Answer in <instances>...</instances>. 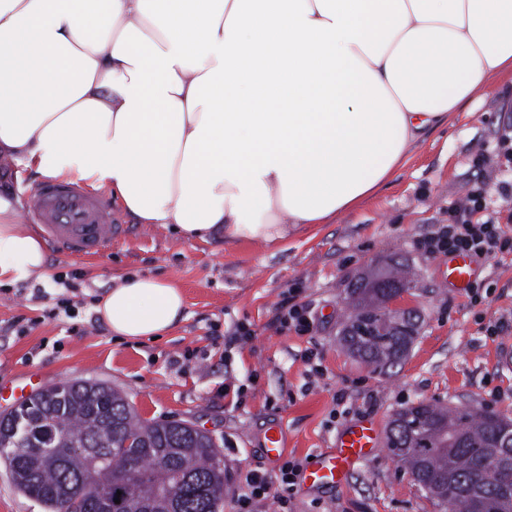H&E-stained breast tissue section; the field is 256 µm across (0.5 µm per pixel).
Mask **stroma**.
<instances>
[{
    "mask_svg": "<svg viewBox=\"0 0 512 512\" xmlns=\"http://www.w3.org/2000/svg\"><path fill=\"white\" fill-rule=\"evenodd\" d=\"M510 126L512 73L430 131L374 197L330 223L289 234L276 248L185 242L114 206L119 233L111 250L90 260L49 250L47 278L0 287V413L33 380H82L121 391L141 418L193 422L223 450L232 491L224 512H240L235 496L248 472L277 476L262 452L275 425L286 438L285 459L304 467L334 447L346 425L372 418L384 435L396 411L422 400L512 421V370L496 361L512 344V253L483 262L479 291L458 293L448 286L443 259L416 247L477 185L478 149L496 157ZM396 261L408 264L412 277L395 306L416 313L418 335L402 362L379 372L343 350L339 337L356 280ZM133 271L184 290L183 319L158 340H117L94 311L113 278ZM67 281L82 299L77 315L51 316ZM293 303L309 305L308 332L280 326L279 310ZM501 319L508 330L491 335ZM239 324L252 338L228 345ZM285 497L250 510L441 512L383 444L342 485L299 479Z\"/></svg>",
    "mask_w": 512,
    "mask_h": 512,
    "instance_id": "stroma-1",
    "label": "stroma"
}]
</instances>
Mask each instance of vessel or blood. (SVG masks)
Instances as JSON below:
<instances>
[{
    "mask_svg": "<svg viewBox=\"0 0 512 512\" xmlns=\"http://www.w3.org/2000/svg\"><path fill=\"white\" fill-rule=\"evenodd\" d=\"M32 215L48 239L75 258L91 259L112 246V206L103 194L85 191L73 183L47 180L34 191ZM478 269L479 263L473 256H450L446 263L449 288L466 291ZM377 442L374 420L349 425L335 447L316 458L307 475L309 483H342L356 463L376 448Z\"/></svg>",
    "mask_w": 512,
    "mask_h": 512,
    "instance_id": "1",
    "label": "vessel or blood"
}]
</instances>
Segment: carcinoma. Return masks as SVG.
<instances>
[{
	"label": "carcinoma",
	"mask_w": 512,
	"mask_h": 512,
	"mask_svg": "<svg viewBox=\"0 0 512 512\" xmlns=\"http://www.w3.org/2000/svg\"><path fill=\"white\" fill-rule=\"evenodd\" d=\"M382 272L355 293L354 314L342 337L345 348L376 370L397 364L412 336L396 334L383 311L385 293L376 287ZM32 423L22 449L8 459L16 488L40 501L47 512L70 503L74 512H104L82 495L88 487L107 489L112 512H220L224 467L206 434L167 421L140 418L126 397L102 383L66 381L30 397ZM432 447L390 448L416 480L428 484L436 504L458 512H512V447L501 448L503 419L468 408L434 403L406 407ZM130 447H122L125 440ZM137 468H132V465Z\"/></svg>",
	"instance_id": "1"
}]
</instances>
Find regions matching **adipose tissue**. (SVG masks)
<instances>
[{
	"instance_id": "adipose-tissue-1",
	"label": "adipose tissue",
	"mask_w": 512,
	"mask_h": 512,
	"mask_svg": "<svg viewBox=\"0 0 512 512\" xmlns=\"http://www.w3.org/2000/svg\"><path fill=\"white\" fill-rule=\"evenodd\" d=\"M510 72L512 0H0V158L187 242L275 246ZM22 208L0 194V285L48 275ZM94 310L157 340L185 296L134 274Z\"/></svg>"
}]
</instances>
